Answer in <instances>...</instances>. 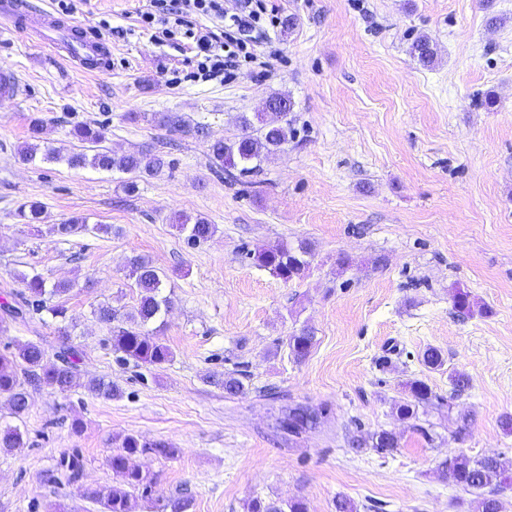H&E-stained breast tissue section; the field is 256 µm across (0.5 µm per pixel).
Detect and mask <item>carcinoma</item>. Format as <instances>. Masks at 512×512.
Instances as JSON below:
<instances>
[{
    "label": "carcinoma",
    "instance_id": "obj_1",
    "mask_svg": "<svg viewBox=\"0 0 512 512\" xmlns=\"http://www.w3.org/2000/svg\"><path fill=\"white\" fill-rule=\"evenodd\" d=\"M411 54L425 66L434 63L436 52L430 40L424 36L416 38L411 45ZM241 133L232 140L218 138L210 144L212 164L217 168L237 167L240 174L256 173L261 163L275 154L288 142L291 133L288 124L269 125L257 113L254 118L246 115L239 117ZM75 134L85 143L84 149L74 152L67 158L72 168L91 166L101 170H120L148 175L157 174L164 167V160L149 152H138L116 156L102 147L106 139L105 129L89 124L77 126ZM186 233L187 244L197 246L208 241L216 232V226L200 217L195 220L186 217L180 224ZM254 263L285 283L299 280L309 271L312 247L305 241L297 245L279 242L275 245H261L247 252ZM166 274L153 262L141 255L128 261V287L139 295L137 306L127 312H121L109 303H101L93 310L99 322L107 325L110 331L112 350L117 360L135 364L143 363L161 366L170 362L173 352L146 326L162 318L172 300L163 294V279ZM23 289L15 295L14 303L3 304L0 316V330L6 331L8 322L25 320L26 317L43 312L51 316L56 323V332L62 339L71 336L69 331L68 308L54 298L68 293L73 285L51 283L40 274L20 275ZM315 345L314 333L303 328L288 336L289 355L297 362L305 360ZM81 356L78 347L67 344L57 352V362L45 364L46 352L42 345L28 342L17 346L13 351L0 352V396L7 399L12 414L24 415L30 406V395L25 387L27 382H39L64 393L76 386L77 360ZM421 364L433 371L445 366L441 349L429 345L419 355ZM213 384L224 389V393L237 396L247 392L240 373H227L213 380ZM87 391L95 396L110 399L119 395V388L104 379H94L85 385ZM410 400L397 406L396 415L401 420H410L417 416L418 409L429 407L439 400V396L422 380L407 382ZM318 413L308 407H297L288 414V428L301 430L317 424ZM23 436L17 427L0 429V450L10 452L23 447ZM371 447L380 454H388L399 447L397 435L386 429L368 434V437L356 440L355 447ZM147 453L173 457L177 449L168 442H147L134 434L118 437V446L109 459L112 471L120 477V483L104 492H97L98 502L103 512H132V493L147 488L148 476L131 465L134 457ZM442 473L458 485L479 492L476 500V512H502L499 495L505 489L512 488V474L500 456H484L478 460L464 455H456L442 463ZM247 512H307L306 504L300 499H292L287 504L277 501L254 499L247 504Z\"/></svg>",
    "mask_w": 512,
    "mask_h": 512
}]
</instances>
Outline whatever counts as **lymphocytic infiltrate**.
<instances>
[{
	"mask_svg": "<svg viewBox=\"0 0 512 512\" xmlns=\"http://www.w3.org/2000/svg\"><path fill=\"white\" fill-rule=\"evenodd\" d=\"M200 17L210 20L211 28L197 25ZM139 18L157 40L195 49V80L224 82L239 62H259L253 33L277 27L279 9L268 0H237L231 12L225 11L224 0H149Z\"/></svg>",
	"mask_w": 512,
	"mask_h": 512,
	"instance_id": "f902f5d3",
	"label": "lymphocytic infiltrate"
}]
</instances>
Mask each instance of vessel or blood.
<instances>
[{"instance_id": "b4317fda", "label": "vessel or blood", "mask_w": 512, "mask_h": 512, "mask_svg": "<svg viewBox=\"0 0 512 512\" xmlns=\"http://www.w3.org/2000/svg\"><path fill=\"white\" fill-rule=\"evenodd\" d=\"M0 20L28 31L39 46L65 53L81 71L99 73L109 67L112 48L105 40L31 0H0Z\"/></svg>"}]
</instances>
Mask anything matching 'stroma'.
Here are the masks:
<instances>
[{"label":"stroma","instance_id":"stroma-1","mask_svg":"<svg viewBox=\"0 0 512 512\" xmlns=\"http://www.w3.org/2000/svg\"><path fill=\"white\" fill-rule=\"evenodd\" d=\"M281 18L269 37L282 59L257 78L250 66L226 82L175 80L191 52L157 44L137 16L147 0H90L76 24L108 19L112 66L87 74L0 27V72L20 93L0 98V302L20 291V274L69 282L61 295L82 351L78 384L41 385L14 416L0 398V425L19 427L24 447L0 453V512H102L91 493L116 483L109 458L118 436L165 441L176 456L136 460L151 479L134 491V512H170L188 492L189 512H246L254 498L302 499L307 512H473L475 495L439 464L463 454L512 460V0H274ZM436 50L425 67L410 54L418 36ZM291 98L286 145L260 173L213 168L212 139H232L238 115L265 112L273 94ZM181 115L188 131L161 125ZM106 129L113 154H159L161 172L73 168L80 124ZM208 128L209 138L191 133ZM53 148L57 161H20L24 147ZM36 201L31 227L14 212ZM217 231L188 246L179 216ZM79 219L88 232L60 239L56 224ZM111 226V234L94 225ZM309 242L300 280L282 282L246 250ZM168 273L172 304L157 330L173 359L154 368L121 363L107 343L98 304L138 302L127 288L130 257ZM461 289L481 312H457ZM309 328L303 362L287 339ZM41 343L54 363L60 340L51 318L10 324L0 348ZM429 345L440 371L418 359ZM245 374L248 391L212 385ZM469 388L454 395L449 372ZM104 377L122 394L95 398L84 385ZM419 378L445 404L401 421L395 406ZM320 412L314 428L289 432L291 407ZM466 438H458L462 416ZM386 429L399 446L381 455L353 447ZM79 464L77 482L66 476Z\"/></svg>","mask_w":512,"mask_h":512}]
</instances>
